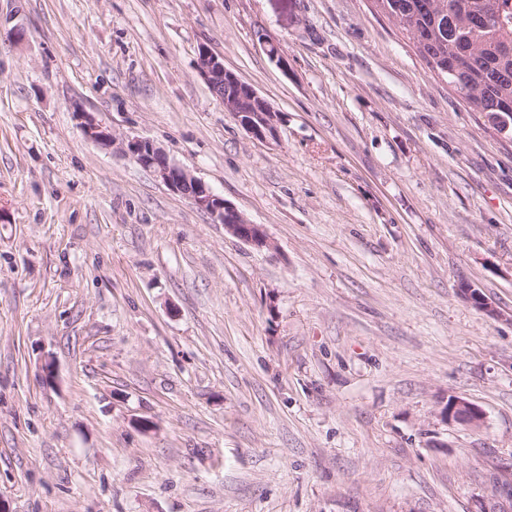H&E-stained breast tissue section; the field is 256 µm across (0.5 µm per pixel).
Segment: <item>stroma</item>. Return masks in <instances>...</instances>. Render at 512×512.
Masks as SVG:
<instances>
[{
  "mask_svg": "<svg viewBox=\"0 0 512 512\" xmlns=\"http://www.w3.org/2000/svg\"><path fill=\"white\" fill-rule=\"evenodd\" d=\"M203 44L276 138L225 111ZM509 473L512 141L372 0H0L7 512H512ZM197 69L216 98L232 112L238 124L252 137L259 140L275 138L280 114L251 85L243 82L236 74L224 68L223 57L201 46L198 51ZM237 84L240 92L236 98ZM224 98L232 99L231 101ZM78 116L81 120L83 132L88 139L104 149L112 148L115 139L112 135L111 129L103 126L87 112L78 111ZM122 150L171 191L184 196L199 210L207 213L215 224H224V229L233 236L257 247L269 246L260 225L248 222L205 181L171 162L165 151L153 140L133 137L123 143ZM442 415L447 420H453L467 426H478L483 421V413L469 402L453 397L442 409Z\"/></svg>",
  "mask_w": 512,
  "mask_h": 512,
  "instance_id": "stroma-1",
  "label": "stroma"
}]
</instances>
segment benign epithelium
Returning a JSON list of instances; mask_svg holds the SVG:
<instances>
[{
  "instance_id": "benign-epithelium-1",
  "label": "benign epithelium",
  "mask_w": 512,
  "mask_h": 512,
  "mask_svg": "<svg viewBox=\"0 0 512 512\" xmlns=\"http://www.w3.org/2000/svg\"><path fill=\"white\" fill-rule=\"evenodd\" d=\"M197 69L216 98L224 104V109L233 114L248 134L259 140L276 137L278 123L281 120L279 112L251 85L225 69L223 57L202 46L198 51ZM227 82L238 85L240 89L237 98L231 101L224 99V84ZM78 116L88 139L104 149L112 148L114 137L111 129L96 121L87 112L80 111ZM122 150L171 191L184 196L199 210L207 213L214 223L224 225V229L233 236L257 247L269 245L260 225L248 222L205 181L190 175L171 162L165 151L154 141L133 137L123 143ZM462 293L477 308L491 316L497 315V311L476 289L466 285L462 288ZM442 415L447 420L467 426H478L483 421V413L477 407L458 397L448 399V403L442 409Z\"/></svg>"
}]
</instances>
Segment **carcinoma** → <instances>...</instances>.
Instances as JSON below:
<instances>
[{"label": "carcinoma", "instance_id": "obj_1", "mask_svg": "<svg viewBox=\"0 0 512 512\" xmlns=\"http://www.w3.org/2000/svg\"><path fill=\"white\" fill-rule=\"evenodd\" d=\"M474 112L512 123V0H374Z\"/></svg>", "mask_w": 512, "mask_h": 512}]
</instances>
